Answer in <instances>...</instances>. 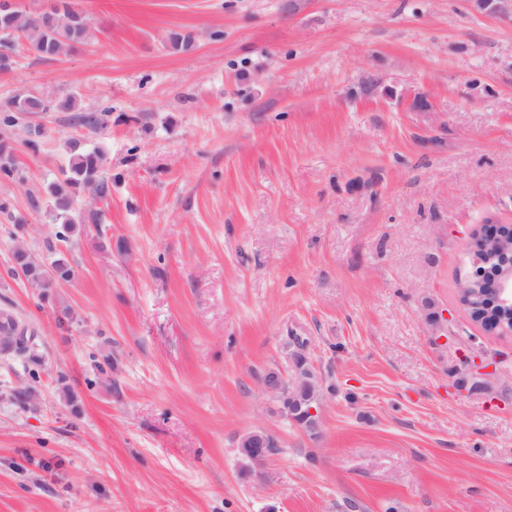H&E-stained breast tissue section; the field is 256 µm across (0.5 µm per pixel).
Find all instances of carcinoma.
Segmentation results:
<instances>
[{
	"label": "carcinoma",
	"mask_w": 512,
	"mask_h": 512,
	"mask_svg": "<svg viewBox=\"0 0 512 512\" xmlns=\"http://www.w3.org/2000/svg\"><path fill=\"white\" fill-rule=\"evenodd\" d=\"M12 32V40L20 42L21 38H33L32 50L37 57L44 60L53 59L55 53L63 56L73 52L78 46L88 43L93 37L92 27L78 22L50 25L42 14H29L15 10L11 15H0V30ZM36 114L38 112H70L74 124L92 131L100 127L98 117L93 112L86 111L74 95L61 96L57 99H41L32 93L19 94L4 103H0V129L12 128L20 119L21 113ZM69 161L51 182L46 191L52 214L58 221L54 237L44 242L45 251L53 256L51 269L53 274L44 276L43 263L36 259L23 247L13 251V265L9 275H14L20 267L28 274V285L37 291L41 298H46L51 289L60 280H67L73 275V270L63 257L57 255L56 242L64 241L74 230L73 211L79 201L80 194L88 189L103 196L108 191L105 176V158L103 152L96 147H89L80 140H67ZM497 259L495 254L486 257V268L489 276L473 284L465 296L459 297L460 303L467 310L470 318L487 333H500L509 322L507 311L500 310L494 303L495 284L497 280ZM22 337L17 341L16 337ZM34 337L28 334L27 327L10 311L0 310V352H17L29 356L33 352Z\"/></svg>",
	"instance_id": "carcinoma-1"
}]
</instances>
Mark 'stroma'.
<instances>
[{
	"mask_svg": "<svg viewBox=\"0 0 512 512\" xmlns=\"http://www.w3.org/2000/svg\"><path fill=\"white\" fill-rule=\"evenodd\" d=\"M77 5L90 43L20 45L0 75V102L106 115L29 117L35 155L7 135L27 182L0 180V308L37 344L0 352V512H512V334L456 294L470 230L512 220V24L470 0ZM70 138L110 191L82 193L74 274L41 300L6 271L45 255L28 194ZM297 349L332 388L314 433L263 384ZM476 357L493 374L460 387ZM255 428L278 443L260 465ZM36 114L38 112H73L71 120L74 124L97 130L101 124L93 112H87L74 95L60 96L59 99H41L31 92L19 94L4 103H0V129L12 128L17 120L24 114ZM268 435L263 429H255L244 434L240 441L242 453L255 458L263 453L266 455L264 460L267 459L273 453V448H264L268 444Z\"/></svg>",
	"mask_w": 512,
	"mask_h": 512,
	"instance_id": "obj_1",
	"label": "stroma"
}]
</instances>
